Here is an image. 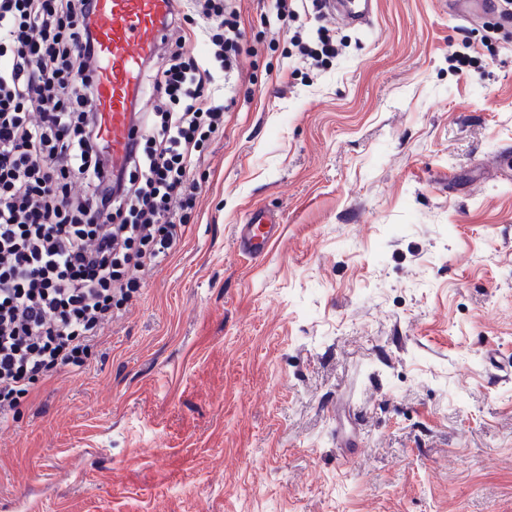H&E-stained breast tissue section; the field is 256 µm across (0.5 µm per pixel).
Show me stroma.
Wrapping results in <instances>:
<instances>
[{
    "instance_id": "35a3bbf8",
    "label": "stroma",
    "mask_w": 512,
    "mask_h": 512,
    "mask_svg": "<svg viewBox=\"0 0 512 512\" xmlns=\"http://www.w3.org/2000/svg\"><path fill=\"white\" fill-rule=\"evenodd\" d=\"M241 24L181 246L0 426V512H512V18ZM281 224L267 211L254 209L246 224L236 227L239 251L250 256H260L281 236Z\"/></svg>"
}]
</instances>
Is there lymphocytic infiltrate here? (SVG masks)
<instances>
[{
	"instance_id": "lymphocytic-infiltrate-1",
	"label": "lymphocytic infiltrate",
	"mask_w": 512,
	"mask_h": 512,
	"mask_svg": "<svg viewBox=\"0 0 512 512\" xmlns=\"http://www.w3.org/2000/svg\"><path fill=\"white\" fill-rule=\"evenodd\" d=\"M95 0H0V424L38 383L84 369L129 296L174 253L193 172L224 128L217 71L242 31L234 0H190L212 46L185 40L144 65L159 99L140 116L126 163L112 167L81 63L95 50Z\"/></svg>"
}]
</instances>
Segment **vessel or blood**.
I'll use <instances>...</instances> for the list:
<instances>
[{
    "label": "vessel or blood",
    "instance_id": "obj_1",
    "mask_svg": "<svg viewBox=\"0 0 512 512\" xmlns=\"http://www.w3.org/2000/svg\"><path fill=\"white\" fill-rule=\"evenodd\" d=\"M373 0H325L323 7L340 23L366 22ZM176 0H95L97 51L85 59L98 79L93 102L101 135L112 150L113 166H121L132 134L137 131L134 100L144 61L158 50L163 22ZM241 253L262 255L281 236V225L269 212L252 210L236 227Z\"/></svg>",
    "mask_w": 512,
    "mask_h": 512
}]
</instances>
